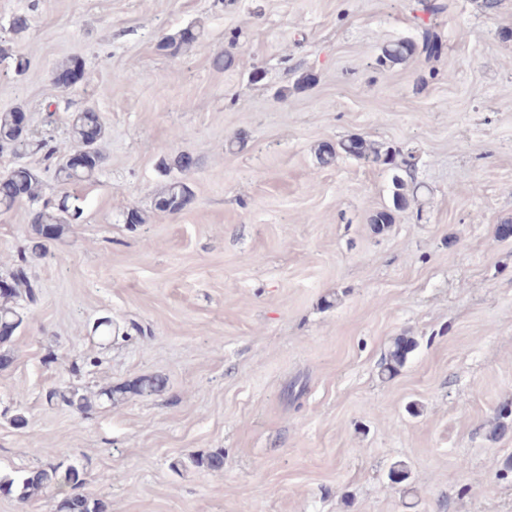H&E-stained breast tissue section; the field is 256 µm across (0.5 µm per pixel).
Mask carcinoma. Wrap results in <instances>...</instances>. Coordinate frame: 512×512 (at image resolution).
I'll list each match as a JSON object with an SVG mask.
<instances>
[{"instance_id": "1", "label": "carcinoma", "mask_w": 512, "mask_h": 512, "mask_svg": "<svg viewBox=\"0 0 512 512\" xmlns=\"http://www.w3.org/2000/svg\"><path fill=\"white\" fill-rule=\"evenodd\" d=\"M418 40H398L383 49L380 62L397 63L410 56L418 55L427 63L438 59L442 50V42L433 23L420 21ZM200 33L187 29L180 34L168 38L163 48L177 55L187 51L199 38ZM23 109L16 108L0 113V149L11 147L24 150L30 147L43 153L44 158L55 166L57 179L63 184L89 182L103 163L100 142L104 136V125L98 112L87 108L76 112L70 117V145L62 149L51 139L33 140L21 125L20 116ZM73 153L86 154V163L75 170L66 163V157ZM339 154L372 163H382L393 171L394 187L393 208L377 211L370 218V223L383 228L393 223V211L408 206L407 183L404 177L412 175V156L393 146H376L360 137L342 140L336 146H323L318 155L319 162L329 164ZM39 174L25 166H18L10 173L0 176V212L10 211L19 201L35 198ZM191 193L187 185L175 180L167 186L159 201V207L169 212H179L186 205ZM80 206L63 199L58 203L46 201L35 211L32 218L36 234L40 239H52L58 236L64 224H75L82 218ZM26 251L18 254L15 267L8 273L9 284L0 288V323L13 329L22 324L19 312L22 304L37 302L40 289L26 270ZM416 342L408 337L396 339L380 364L381 373L391 375L402 368L409 355L414 351ZM163 386V380L157 376H143L132 383L110 387L97 394L113 402L127 393L138 396L152 395ZM46 399L52 403L60 401L68 406L87 411L93 408V401L78 388H53L46 393ZM84 484V478L75 467L59 470L55 467L37 469L35 473H24L16 478L0 479V491L15 494L22 502L40 494L53 493L60 496L56 512H103L101 502L78 492Z\"/></svg>"}]
</instances>
